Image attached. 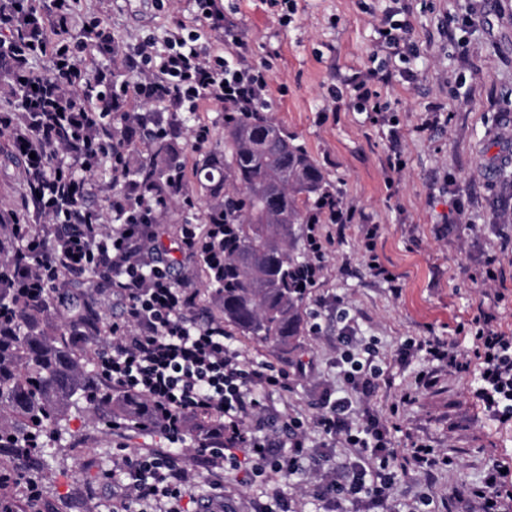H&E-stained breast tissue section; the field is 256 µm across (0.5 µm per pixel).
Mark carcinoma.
<instances>
[{
	"label": "carcinoma",
	"instance_id": "cac0c4a2",
	"mask_svg": "<svg viewBox=\"0 0 512 512\" xmlns=\"http://www.w3.org/2000/svg\"><path fill=\"white\" fill-rule=\"evenodd\" d=\"M273 129L258 114L227 120L224 161L208 159L198 167L197 184L210 192L206 223L223 225L221 251L205 244L200 256L224 323L286 352L304 331L311 261L294 225L313 223L332 193L308 152L285 133L268 138ZM179 154L174 138L157 132L149 159L133 167L132 177L165 199L181 192ZM56 310L52 292L24 296L0 288V318L10 313L9 323H0V410L10 415L0 426V448L36 451L77 396L100 405L69 338L39 330ZM70 311L74 321L97 325L98 312L87 304Z\"/></svg>",
	"mask_w": 512,
	"mask_h": 512
}]
</instances>
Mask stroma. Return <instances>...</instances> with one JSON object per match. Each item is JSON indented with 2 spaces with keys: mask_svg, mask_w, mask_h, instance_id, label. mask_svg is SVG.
I'll use <instances>...</instances> for the list:
<instances>
[{
  "mask_svg": "<svg viewBox=\"0 0 512 512\" xmlns=\"http://www.w3.org/2000/svg\"><path fill=\"white\" fill-rule=\"evenodd\" d=\"M236 23L252 63L267 67L272 90L265 116L294 137L324 170L336 197L351 206L348 224L322 226L331 239L320 277L305 308L317 313L319 334L304 332L296 346L276 348L242 336L235 345L250 359L278 367L313 362L291 391L267 394L264 422L276 428L286 415L300 417L315 454L307 479L263 478L231 472L224 495L234 512H251L255 500L281 489L294 512H320L312 484L353 460L343 441L325 440L311 424L324 391H338L336 366L345 331L376 344L389 364L387 379L368 402L389 419L401 395L415 388L418 362H395L406 339L440 336L469 347L479 315L512 335V0H221ZM194 0H78L70 36L81 39L93 18L107 20L119 48L144 37L165 44L176 19L192 20ZM405 24L408 45L395 50L380 35L385 20ZM378 94L381 113L354 107L353 83ZM220 107L185 113L180 155L197 217L208 196L195 182L206 155H224ZM208 126L209 140L194 148V131ZM0 222L43 230L26 184L25 164L0 129ZM382 266L387 277L377 276ZM84 294L103 316L101 332L64 318L46 319V335L68 329L84 369L98 372V356L111 346L118 318L112 290L99 281ZM473 374H442L417 390L403 407L402 433L432 445L450 466L398 477L387 512H414L433 500L446 512L455 492L480 486L495 461L512 464V421L485 415L473 398ZM66 433L44 448L33 468L50 512H107L119 447L163 448L166 440L108 427L88 404L68 409Z\"/></svg>",
  "mask_w": 512,
  "mask_h": 512,
  "instance_id": "35a3bbf8",
  "label": "stroma"
}]
</instances>
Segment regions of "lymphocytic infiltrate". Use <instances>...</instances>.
<instances>
[{
    "instance_id": "obj_1",
    "label": "lymphocytic infiltrate",
    "mask_w": 512,
    "mask_h": 512,
    "mask_svg": "<svg viewBox=\"0 0 512 512\" xmlns=\"http://www.w3.org/2000/svg\"><path fill=\"white\" fill-rule=\"evenodd\" d=\"M195 2V26L177 22L165 49L146 38L122 54L109 27L97 20L88 24L83 40L69 41L73 0H49L44 10L29 0H0V69L7 74L0 98L16 106L15 112L0 114V125L12 129L15 150L27 156L38 216L54 227L52 237L33 236L15 251L11 285L36 295L50 289L61 297L73 276L111 271L112 297L122 310L112 323V349L98 359L100 375L113 391L146 398L150 414L139 429L159 431L169 442L165 448L123 449L118 467L127 482L113 495L109 512H138L153 503L162 504L163 512H184L181 503L199 467L220 503L224 472L237 469L241 455H248L255 472L292 477L303 474L302 461L310 454L299 418L283 423L278 442L263 433L262 395L290 390L292 371L248 361L232 346L223 322L194 318L198 293L158 246L166 230L162 199L131 180L124 151L98 135L109 120L125 129L161 128L167 111L197 112L220 104L246 117L267 106V68L248 63L241 37L215 0ZM208 31L221 35L224 53L199 49ZM89 46L106 62L94 67L92 88L84 92L78 55ZM34 56L50 57V73L30 66ZM116 56L137 74L134 84L117 85L109 63ZM131 97L145 103V110L125 109ZM154 103L163 104V112L151 111ZM46 143L66 154V161L54 165L41 156ZM107 156L113 182L125 184L112 198L117 222L109 227L83 206L90 177ZM416 357L423 362L416 384L424 388L442 371L477 367L474 398L497 420H512V336L485 323L475 331L471 355L434 337L406 343L397 353L403 365ZM336 365L348 394L324 400L313 425L325 438L344 440L356 459L342 477L315 487L313 495L326 512L346 502L381 505L398 471H427L437 464L434 449L424 444L397 453L394 435L402 430L397 420L381 421L368 408L360 420L352 419L353 399L371 397L384 375L372 347L358 354L344 351ZM204 417L214 423L209 439L186 460L178 445Z\"/></svg>"
}]
</instances>
